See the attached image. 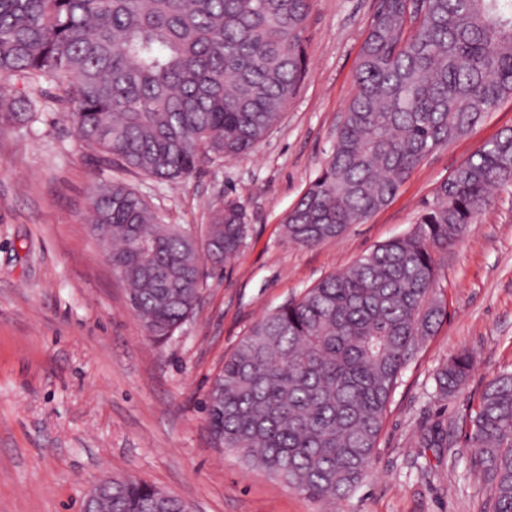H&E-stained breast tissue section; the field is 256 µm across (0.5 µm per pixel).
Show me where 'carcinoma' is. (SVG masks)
Here are the masks:
<instances>
[{"label":"carcinoma","instance_id":"carcinoma-1","mask_svg":"<svg viewBox=\"0 0 512 512\" xmlns=\"http://www.w3.org/2000/svg\"><path fill=\"white\" fill-rule=\"evenodd\" d=\"M312 0H0V130L62 118L110 169L173 183L251 152L304 81ZM331 153L288 213L291 241L340 237L385 207L428 155L512 101V0H380ZM512 183V128L442 181L414 229L270 310L224 360L207 419L220 447L310 498L367 476L404 366L445 314L437 253L460 240L490 191ZM112 240L131 311L162 343L190 320L206 279L246 244L241 205L211 210L201 239L163 223L121 181L91 201ZM461 351L434 374L446 401L468 380ZM459 424L486 512H512V372L485 386ZM430 429L418 448H448ZM99 512H185L152 485L115 478Z\"/></svg>","mask_w":512,"mask_h":512}]
</instances>
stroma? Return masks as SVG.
Segmentation results:
<instances>
[{"instance_id":"1","label":"stroma","mask_w":512,"mask_h":512,"mask_svg":"<svg viewBox=\"0 0 512 512\" xmlns=\"http://www.w3.org/2000/svg\"><path fill=\"white\" fill-rule=\"evenodd\" d=\"M378 0H314L309 74L280 123L249 155L160 183L123 180L166 223L201 235L225 194L242 206L247 244L207 279L192 318L167 342L149 338L86 221L114 173L60 117L0 130V512H80L105 476L133 475L182 498L190 512H483L472 448L451 423L487 381L512 371V184L496 188L467 233L438 255L447 313L392 396L367 477L325 503L235 452L215 448L203 405L251 325L379 244L410 232L436 186L512 127L502 104L465 137L433 151L392 201L334 240L307 247L283 232L330 153ZM475 359L465 387L441 401L433 375L453 354ZM448 426L449 449L416 450L420 431Z\"/></svg>"}]
</instances>
